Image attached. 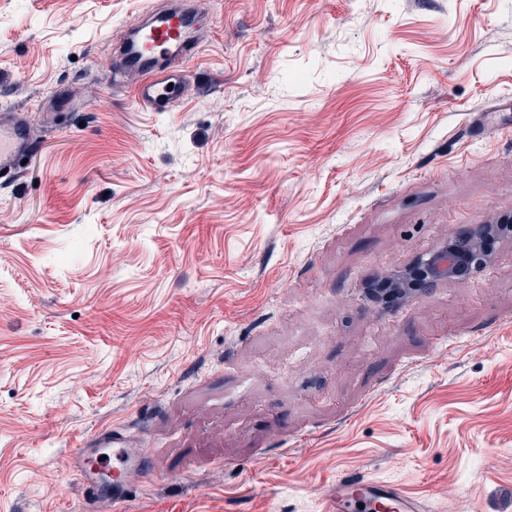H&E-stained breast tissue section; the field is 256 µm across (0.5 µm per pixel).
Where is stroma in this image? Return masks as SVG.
<instances>
[{"label": "stroma", "mask_w": 512, "mask_h": 512, "mask_svg": "<svg viewBox=\"0 0 512 512\" xmlns=\"http://www.w3.org/2000/svg\"><path fill=\"white\" fill-rule=\"evenodd\" d=\"M162 0H0V512H325L337 481L512 512V241L385 308L365 286L512 221V0H192L151 112L112 80ZM141 449L128 498L71 453ZM28 110L15 107L0 108V178H13L20 161L33 149ZM103 448H75L73 453L74 467L77 475L83 480L85 487L89 490L100 491L98 479L100 469L103 465L107 464V459L104 458ZM92 456L99 457L98 468H93L88 465L87 460Z\"/></svg>", "instance_id": "35a3bbf8"}]
</instances>
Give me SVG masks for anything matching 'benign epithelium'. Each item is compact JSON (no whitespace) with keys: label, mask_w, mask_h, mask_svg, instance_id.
I'll return each instance as SVG.
<instances>
[{"label":"benign epithelium","mask_w":512,"mask_h":512,"mask_svg":"<svg viewBox=\"0 0 512 512\" xmlns=\"http://www.w3.org/2000/svg\"><path fill=\"white\" fill-rule=\"evenodd\" d=\"M512 238V224H474L454 233L436 250L382 280L393 299L411 298L439 282L460 280L491 262L487 241Z\"/></svg>","instance_id":"obj_1"}]
</instances>
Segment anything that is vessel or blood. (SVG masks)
<instances>
[{
	"mask_svg": "<svg viewBox=\"0 0 512 512\" xmlns=\"http://www.w3.org/2000/svg\"><path fill=\"white\" fill-rule=\"evenodd\" d=\"M208 32L194 13L166 8L145 15L128 29L115 56L117 71L134 74L135 99L152 112H167L177 101L174 89L183 76L180 62L194 56ZM33 149L25 110L0 108V178H13L21 160ZM92 448L73 453L74 467L87 489L98 486L99 469L89 466ZM328 512H420L418 502L391 482H337L327 499Z\"/></svg>",
	"mask_w": 512,
	"mask_h": 512,
	"instance_id": "vessel-or-blood-1",
	"label": "vessel or blood"
}]
</instances>
